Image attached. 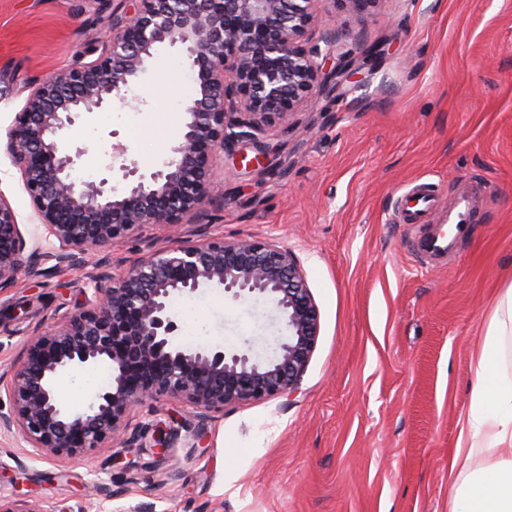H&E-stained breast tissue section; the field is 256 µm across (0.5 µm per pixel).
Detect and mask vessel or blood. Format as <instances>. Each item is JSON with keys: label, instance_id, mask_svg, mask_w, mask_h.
<instances>
[{"label": "vessel or blood", "instance_id": "b4317fda", "mask_svg": "<svg viewBox=\"0 0 512 512\" xmlns=\"http://www.w3.org/2000/svg\"><path fill=\"white\" fill-rule=\"evenodd\" d=\"M480 210L477 189L462 188L445 206L434 184L415 182L400 195L394 220L408 225V245L419 258L445 266L455 261L457 240L469 236Z\"/></svg>", "mask_w": 512, "mask_h": 512}]
</instances>
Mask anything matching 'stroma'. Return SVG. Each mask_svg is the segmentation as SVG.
<instances>
[{"label": "stroma", "mask_w": 512, "mask_h": 512, "mask_svg": "<svg viewBox=\"0 0 512 512\" xmlns=\"http://www.w3.org/2000/svg\"><path fill=\"white\" fill-rule=\"evenodd\" d=\"M117 0H0V136L32 88L71 66L111 26ZM318 32L361 64L336 94L314 98L268 138L272 170L251 175L216 159L223 200L188 218L179 237L274 240L294 250L320 311V336L297 392L229 406L198 420L168 399L138 407L133 426L186 419L165 459L115 439L87 456L36 455L0 435V494L37 512H450L448 466L475 385L474 357L494 305L512 285V0H379L356 25L324 0ZM196 74L181 46L157 47L133 93L135 112L114 104L83 116L73 147L78 171L110 176L112 147L148 172L182 138L184 98ZM452 199L485 187V220L448 266L419 263L393 203L412 182ZM0 197L25 235L39 233L18 170L0 155ZM148 226L108 247L131 263L172 245ZM96 256L77 265L41 261L39 275L0 290V374L23 344L81 310ZM206 328L197 344L272 355L284 330L264 299L229 305L202 287L177 299ZM205 445H194L195 427Z\"/></svg>", "instance_id": "stroma-1"}]
</instances>
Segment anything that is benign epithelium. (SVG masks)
<instances>
[{
	"instance_id": "1",
	"label": "benign epithelium",
	"mask_w": 512,
	"mask_h": 512,
	"mask_svg": "<svg viewBox=\"0 0 512 512\" xmlns=\"http://www.w3.org/2000/svg\"><path fill=\"white\" fill-rule=\"evenodd\" d=\"M340 2L359 23L380 0ZM321 0H122L101 44H90L68 69L38 82L3 144L43 228L58 243L57 260L94 255L151 225L175 227L223 196L213 159L252 148L264 165L268 130L288 125L316 94H328L350 74L336 55V33L312 41ZM179 44L198 88L185 132L162 166L141 173L121 164L123 187L80 181L73 171L84 151L69 152L83 113L117 101L134 110L143 97L127 88L158 44ZM37 246H29L11 205L0 197V288L34 274ZM100 259L92 298L62 324L35 335L10 367L11 409L0 411V433L31 447L70 456L100 448L127 429L131 412L160 397L185 401L202 413L229 405L290 397L299 388L320 335V312L298 257L275 243L222 237L178 241L148 252L119 274ZM220 288L234 301L272 303L288 336L262 361L249 351L217 346L185 348L172 300L198 288ZM106 366L112 382L84 408L61 400L58 376ZM179 428L163 423L135 432L128 446L167 455ZM0 512H35L21 497L0 495Z\"/></svg>"
}]
</instances>
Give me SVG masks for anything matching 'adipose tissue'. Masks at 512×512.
<instances>
[{
    "label": "adipose tissue",
    "instance_id": "1",
    "mask_svg": "<svg viewBox=\"0 0 512 512\" xmlns=\"http://www.w3.org/2000/svg\"><path fill=\"white\" fill-rule=\"evenodd\" d=\"M512 286L499 296L476 362V385L461 419L451 512H512ZM492 458L487 468L474 467Z\"/></svg>",
    "mask_w": 512,
    "mask_h": 512
}]
</instances>
